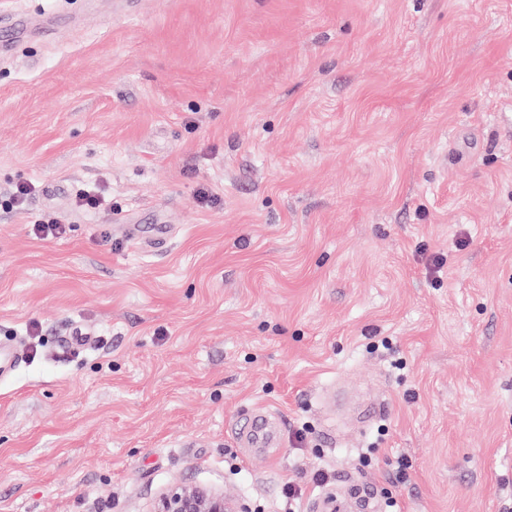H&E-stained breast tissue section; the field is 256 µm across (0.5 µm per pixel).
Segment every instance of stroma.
Returning a JSON list of instances; mask_svg holds the SVG:
<instances>
[{
  "instance_id": "stroma-1",
  "label": "stroma",
  "mask_w": 512,
  "mask_h": 512,
  "mask_svg": "<svg viewBox=\"0 0 512 512\" xmlns=\"http://www.w3.org/2000/svg\"><path fill=\"white\" fill-rule=\"evenodd\" d=\"M1 9L0 512L512 507V0ZM248 428L244 435L251 447H274L278 444L280 422L271 419V415L263 409H253L246 414ZM246 504L214 488L176 485L162 493L150 512H247Z\"/></svg>"
}]
</instances>
